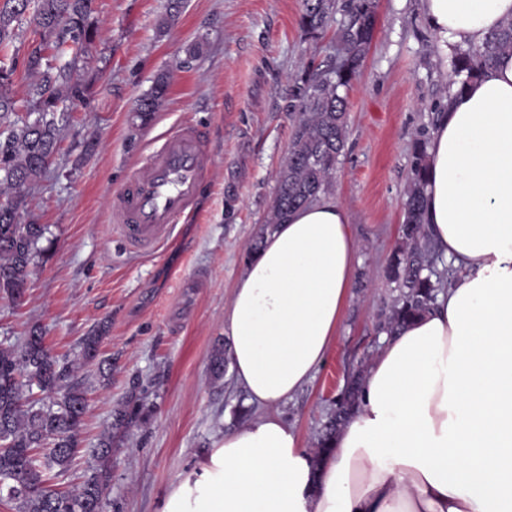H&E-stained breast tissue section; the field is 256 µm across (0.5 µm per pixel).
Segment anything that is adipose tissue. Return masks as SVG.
Returning <instances> with one entry per match:
<instances>
[{
  "mask_svg": "<svg viewBox=\"0 0 512 512\" xmlns=\"http://www.w3.org/2000/svg\"><path fill=\"white\" fill-rule=\"evenodd\" d=\"M439 59L481 48L512 0H421ZM424 224L452 275L382 334L353 417L315 460L280 409L326 362L351 297L347 207L291 213L224 306L234 381L257 407L161 512H512V56L451 89L426 147Z\"/></svg>",
  "mask_w": 512,
  "mask_h": 512,
  "instance_id": "1",
  "label": "adipose tissue"
}]
</instances>
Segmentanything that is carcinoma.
<instances>
[{"label":"carcinoma","instance_id":"carcinoma-1","mask_svg":"<svg viewBox=\"0 0 512 512\" xmlns=\"http://www.w3.org/2000/svg\"><path fill=\"white\" fill-rule=\"evenodd\" d=\"M184 0H168L158 30L166 32L182 14ZM94 0H3L0 3V50L18 38L28 19L36 38L23 66L30 82L23 108L15 120L17 100L8 92L16 66L0 65V296L20 302L31 266L44 249L47 226L22 223L26 195L43 176L56 151L62 130L59 111L85 100L87 59L99 34ZM300 27L318 38L343 13L336 31L335 53L292 79L288 112L295 131L288 156L278 172L275 194L265 219L266 229L283 223L292 211L316 201L332 182L346 137V92L360 74L375 35L376 0H302ZM512 55V21L492 33L484 46L456 54L452 85L465 86L483 66ZM170 74L159 73L138 100L135 119L149 124L164 102ZM425 142L416 144L412 186L400 227L403 244L393 252L389 277L398 284L390 315L379 329L392 332L425 312L441 284L435 254L426 242L423 224ZM107 325L82 340L77 359L60 360L45 345V332L33 328L23 344L0 343V488L16 512H101L102 496L111 477L112 430L99 439L96 464L74 490L62 492L54 480L76 457L79 429L87 410L85 389L75 379L76 367L97 360ZM362 374L353 373L318 438L315 455L331 450L332 440L354 412ZM41 396H36L34 390Z\"/></svg>","mask_w":512,"mask_h":512}]
</instances>
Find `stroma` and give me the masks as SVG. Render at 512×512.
<instances>
[{
    "instance_id": "stroma-1",
    "label": "stroma",
    "mask_w": 512,
    "mask_h": 512,
    "mask_svg": "<svg viewBox=\"0 0 512 512\" xmlns=\"http://www.w3.org/2000/svg\"><path fill=\"white\" fill-rule=\"evenodd\" d=\"M377 30L362 74L349 89L345 146L328 196L349 211L358 243L352 296L338 336L311 384L281 407L304 445L315 448L333 402L355 368H367L378 326L399 290L387 274L400 243L413 146L428 139L445 101L447 69L432 54L420 0H376ZM168 0H95L99 37L87 65L86 103L72 108L57 151L29 190L23 219L49 228L52 247L36 260L24 301L0 298V342L22 343L32 327L71 360L101 322L112 375L76 374L88 409L77 457L60 487L80 485L98 439L120 409L111 481L102 512H160L164 495L223 436L255 413L232 371L214 379V350L225 343L224 305L261 236L294 122L292 78L333 52L335 29L307 38L301 0H186L166 34L157 23ZM201 42L202 51L187 48ZM171 73L163 107L138 126L133 109L160 71ZM184 121L210 139L214 174L197 220L172 241L132 255L112 229V198L130 170Z\"/></svg>"
}]
</instances>
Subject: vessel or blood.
<instances>
[{"label":"vessel or blood","instance_id":"obj_1","mask_svg":"<svg viewBox=\"0 0 512 512\" xmlns=\"http://www.w3.org/2000/svg\"><path fill=\"white\" fill-rule=\"evenodd\" d=\"M213 173L206 131L184 123L164 136L133 167L113 198V230L131 253L152 252L176 224L192 217Z\"/></svg>","mask_w":512,"mask_h":512}]
</instances>
